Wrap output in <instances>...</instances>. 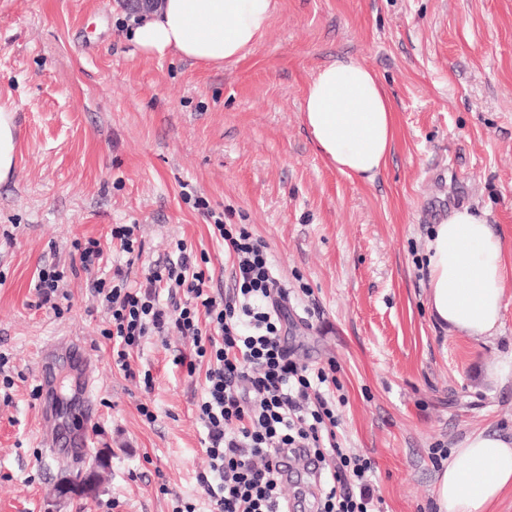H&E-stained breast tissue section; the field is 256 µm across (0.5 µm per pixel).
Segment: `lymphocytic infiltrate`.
Returning a JSON list of instances; mask_svg holds the SVG:
<instances>
[{
  "label": "lymphocytic infiltrate",
  "mask_w": 512,
  "mask_h": 512,
  "mask_svg": "<svg viewBox=\"0 0 512 512\" xmlns=\"http://www.w3.org/2000/svg\"><path fill=\"white\" fill-rule=\"evenodd\" d=\"M194 205L235 258L237 290L231 295L211 291L205 270L181 240L173 259L150 267L143 280H130L143 253L135 224L113 227L126 261L107 279L100 275L105 256L99 243H75L71 261L94 276V291L109 314L103 335L112 343L113 363L130 371L132 351L149 336L175 331L192 337V356L177 361L191 369L207 365L197 404L207 430L209 471L198 477L206 512H282L284 453L325 463L320 512H376L368 488L373 460L338 441L334 377L298 362L288 348V294L278 286L266 244L246 225L225 223L206 200Z\"/></svg>",
  "instance_id": "f902f5d3"
}]
</instances>
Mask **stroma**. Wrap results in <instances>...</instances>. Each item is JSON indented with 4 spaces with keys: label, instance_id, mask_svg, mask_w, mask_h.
<instances>
[{
    "label": "stroma",
    "instance_id": "1",
    "mask_svg": "<svg viewBox=\"0 0 512 512\" xmlns=\"http://www.w3.org/2000/svg\"><path fill=\"white\" fill-rule=\"evenodd\" d=\"M129 17L120 0H0V103L18 134L0 182V354L14 382L0 385V512H172L201 497L206 368L175 362L191 338L142 344L131 365L151 372L148 391L113 364L90 276L68 275L52 307L34 292L39 269L68 267L77 241L123 263L116 224L141 227L133 280L180 239L207 254L213 290L232 292L233 258L196 196L267 244L288 345L299 362H335L340 442L374 461L381 512H437L433 449L480 431L512 439V380L490 375L512 361V274L496 333L477 341L431 318L425 265L434 224L462 205L500 232L512 263V0H277L256 45L221 67L141 52ZM350 58L395 109L371 182L330 165L303 119L314 73ZM56 339L95 356L100 416L80 466L37 440L81 421L63 354L54 421L39 410L37 352ZM100 454L97 493L58 495Z\"/></svg>",
    "mask_w": 512,
    "mask_h": 512
}]
</instances>
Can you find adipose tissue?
Here are the masks:
<instances>
[{"label": "adipose tissue", "instance_id": "adipose-tissue-1", "mask_svg": "<svg viewBox=\"0 0 512 512\" xmlns=\"http://www.w3.org/2000/svg\"><path fill=\"white\" fill-rule=\"evenodd\" d=\"M275 0H164L134 22L130 35L144 53L176 54L221 66L243 58L267 29ZM304 121L324 158L348 177L373 180L395 139V112L376 75L351 59L312 77ZM428 310L441 325L476 340L493 336L508 273L505 245L485 217L452 208L427 245ZM512 488V440L468 436L452 449L436 479L438 512H488Z\"/></svg>", "mask_w": 512, "mask_h": 512}]
</instances>
